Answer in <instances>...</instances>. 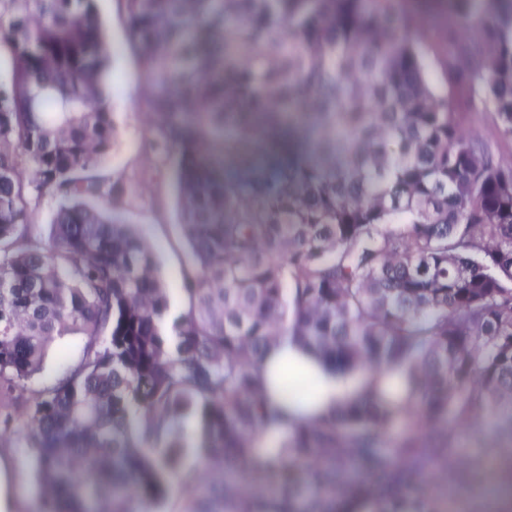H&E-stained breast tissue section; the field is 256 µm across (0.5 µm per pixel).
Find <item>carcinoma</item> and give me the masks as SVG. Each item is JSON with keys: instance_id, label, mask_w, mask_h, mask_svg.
<instances>
[{"instance_id": "obj_1", "label": "carcinoma", "mask_w": 512, "mask_h": 512, "mask_svg": "<svg viewBox=\"0 0 512 512\" xmlns=\"http://www.w3.org/2000/svg\"><path fill=\"white\" fill-rule=\"evenodd\" d=\"M174 178L188 308L103 173L116 131L94 0H0V445L26 428L36 512H436L462 426L512 441V0H450L454 89L398 0H119ZM237 162L228 173L219 156ZM62 200L50 240L33 192ZM78 358L38 388L51 345ZM283 336L378 383L255 452ZM202 464L184 466L187 430ZM426 69L437 90H450L451 75L447 65V54L441 35L428 36L423 47Z\"/></svg>"}]
</instances>
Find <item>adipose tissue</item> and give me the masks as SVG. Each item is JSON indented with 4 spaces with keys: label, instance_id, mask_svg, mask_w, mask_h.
Instances as JSON below:
<instances>
[{
    "label": "adipose tissue",
    "instance_id": "1",
    "mask_svg": "<svg viewBox=\"0 0 512 512\" xmlns=\"http://www.w3.org/2000/svg\"><path fill=\"white\" fill-rule=\"evenodd\" d=\"M287 368L302 372L314 380L316 392L311 398L294 402L281 391L279 376ZM262 373L269 401L286 412L293 421L317 419L337 404L347 401L358 389L357 384L342 383L339 378L325 373L311 356L286 339L265 354Z\"/></svg>",
    "mask_w": 512,
    "mask_h": 512
}]
</instances>
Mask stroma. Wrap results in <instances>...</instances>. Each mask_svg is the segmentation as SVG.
<instances>
[{
    "label": "stroma",
    "mask_w": 512,
    "mask_h": 512,
    "mask_svg": "<svg viewBox=\"0 0 512 512\" xmlns=\"http://www.w3.org/2000/svg\"><path fill=\"white\" fill-rule=\"evenodd\" d=\"M113 73L121 92L112 103L118 139L108 170L121 175L127 186L117 205L150 244L170 290L171 310L178 313L188 306L180 286L191 269V258L179 227L172 163L149 146L151 102L142 91L145 79L139 57L131 51L120 55L113 63ZM32 461L25 432L16 433L10 445L0 447L9 512H31L34 506L38 488ZM464 477V471L435 467L426 492L438 512H485L476 485L464 484Z\"/></svg>",
    "instance_id": "35a3bbf8"
}]
</instances>
